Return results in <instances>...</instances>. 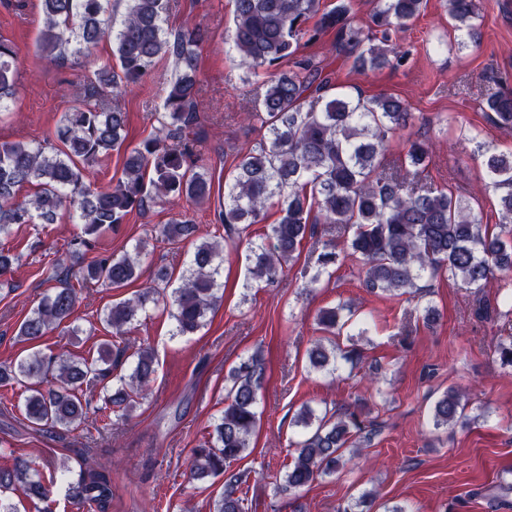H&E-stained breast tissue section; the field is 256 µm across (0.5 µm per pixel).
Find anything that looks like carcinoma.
Masks as SVG:
<instances>
[{"mask_svg":"<svg viewBox=\"0 0 512 512\" xmlns=\"http://www.w3.org/2000/svg\"><path fill=\"white\" fill-rule=\"evenodd\" d=\"M40 2L39 48L47 59L77 61L108 37L118 64L112 66L110 58L96 60L95 79L85 86L79 105L61 117L56 136L62 147L0 143V236L10 235L15 224H54L63 210L80 225L72 263H52L49 280L55 286L19 326L18 336L25 341L45 336L73 316L77 290L72 281L120 289L139 276L140 248L133 254L85 261L103 231L117 228L135 209L144 212L170 198L207 203L212 185L207 160L198 149L196 111L197 50L205 32L195 27L169 33L170 0H123L118 21L112 18L108 0ZM447 6L451 26L458 32L457 45L477 41L472 23L475 0H447ZM424 7V0H378L363 27L355 23L349 0H336L334 8L323 12L320 0H234L230 46L247 74L267 77L249 113L261 121L265 134L235 165L218 218L228 238L241 240L250 226L263 220L272 201L281 213L260 241L247 238L245 287L278 282L319 224L334 225L350 238L341 248L329 239L311 250L314 260L299 271L306 293L315 291L323 276L332 275L329 267L342 252L359 261L368 291L412 298L421 293L420 281L427 275L459 280L480 292L497 274L512 271V154L498 153L472 138L460 141L470 148V156L483 158L486 190L498 197L500 230L490 234L482 229L470 203L428 183L426 142H411L399 164L387 159L389 139L415 120L404 101L339 92L322 62L300 55L302 40L312 42L332 31L336 51L351 59L358 71L402 64L409 51L391 43V34L411 24ZM315 16V25L307 27ZM162 56L176 60V73L165 90L164 119L150 138L132 145L126 142L127 113L106 108L103 97L107 90L148 74ZM285 62L288 69L283 70ZM18 72V51L0 39V112L8 110L17 94ZM481 110L497 125L512 128L511 91L484 98ZM120 150L125 154L123 177L107 187H90L85 166ZM28 186L36 191L18 201ZM196 232L185 214L159 229L172 243L192 239ZM221 254L220 242L202 241L177 287H170L172 275L162 267L154 281L165 287L149 286L112 304L104 322L117 340L101 343L92 360L66 350L48 358L35 352L0 364V385L17 384L28 392L24 419L41 427L77 429L86 419L85 388L90 385L105 389L112 384L105 403L114 412H127L147 398L155 380L156 356L148 346L123 341L124 327L161 305L175 322L174 335L198 332L220 299ZM317 325L322 335L306 351L310 368L333 375L340 361L353 369L362 362L360 349L336 342L343 335L352 341L354 335L366 333L349 306L319 310ZM491 349L503 365L512 367L511 335L491 342ZM128 359L134 362L132 372L111 383L112 371ZM265 381L266 366L258 351L232 368L225 377L224 409L209 438L194 449L191 479L224 478L214 512H248L240 490L242 474L231 467L248 455ZM468 407L459 391L448 389L434 402L433 430L469 420ZM293 425L300 435L291 463L284 474L267 475L275 493L288 496L335 474L343 457L359 455L361 442L378 431L375 422L361 419L350 406L319 414L304 406L294 415ZM108 490L103 478L83 474L68 487V497L91 508ZM50 497L49 486L30 473L25 460L16 458L12 468H0V512H20L19 505L46 503Z\"/></svg>","mask_w":512,"mask_h":512,"instance_id":"carcinoma-1","label":"carcinoma"}]
</instances>
